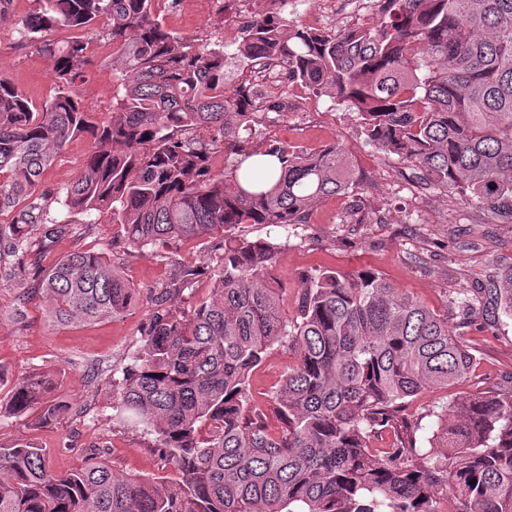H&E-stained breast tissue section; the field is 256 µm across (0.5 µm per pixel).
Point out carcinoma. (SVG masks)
Here are the masks:
<instances>
[{
  "label": "carcinoma",
  "mask_w": 512,
  "mask_h": 512,
  "mask_svg": "<svg viewBox=\"0 0 512 512\" xmlns=\"http://www.w3.org/2000/svg\"><path fill=\"white\" fill-rule=\"evenodd\" d=\"M22 45L48 58L57 84L42 106L0 77V263L38 256L71 233V216L112 211L128 245H165L241 224L308 223L330 196L361 184L345 149L252 143L275 96L243 83L224 92V45L195 44L162 25L155 0H38ZM102 23L117 94L104 117L73 89L94 64L92 42L46 33ZM241 76L272 60L317 96L348 105L368 142L394 155L418 184L456 194L491 224H512V0H386L377 20L339 30L259 17L236 48ZM93 140L80 176L58 192L44 172L67 143ZM232 158L224 177L216 154ZM65 214L51 216V205ZM210 295L172 304L197 270L182 265L151 299L141 346L112 382L117 416L153 437L178 478L116 474L100 449L65 473L46 449L0 445V512H512V386L463 392L417 445L406 399L449 389L474 368L469 339L372 270L298 276L296 317L266 283L279 244L224 239ZM17 276V301L44 303L57 323L122 316L139 301L103 253L74 249ZM464 319H512V270L491 275L479 304L451 300ZM274 344L294 350L270 410L247 409V379ZM52 379H14L0 414L48 423L67 407ZM392 444L370 446L381 433Z\"/></svg>",
  "instance_id": "carcinoma-1"
}]
</instances>
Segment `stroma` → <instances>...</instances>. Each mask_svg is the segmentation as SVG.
<instances>
[{
	"label": "stroma",
	"instance_id": "obj_1",
	"mask_svg": "<svg viewBox=\"0 0 512 512\" xmlns=\"http://www.w3.org/2000/svg\"><path fill=\"white\" fill-rule=\"evenodd\" d=\"M191 2L173 0L160 12L169 32L229 47L241 41V31L200 24L189 13ZM36 7L35 0H13L9 14L0 21V77L41 105L56 90L48 74L49 61L34 47L25 48L18 42L23 21ZM74 88L97 112L111 110L115 92L111 66L86 68ZM274 118L280 125L276 140L284 147L316 149L337 142L347 149L360 172L359 194L372 218L368 224L348 223L347 198L330 197L313 207L305 224L235 227V234L279 243L270 276L272 285L282 288L284 316L295 315L301 272L331 268L348 274L372 269L431 310L447 315L449 329L470 340L477 365L461 389L476 391L512 380V320L481 329L463 325L459 316L447 311L456 289L480 287L490 271L512 269V224L486 223L479 211L463 204L457 195L418 188L399 174L395 157L367 143L357 111L335 105L328 97L308 94L289 99L286 109ZM91 150L88 138L68 143L45 171L43 188L54 192L76 179ZM216 245L215 235L208 234L175 242L161 251L137 249L127 245L111 212H92L90 223L76 225L73 234L56 245V252L104 251L141 294L140 303L123 317L92 323H55L37 299L19 309L13 281L0 273V378L9 383L29 373L47 374L55 382L54 399L67 406L65 413L46 426L36 425L31 416L0 418V444L24 440L44 448L50 466L58 472L80 465L90 449L101 448L117 473L174 477V468L153 450L149 437L116 420L112 383L121 379L140 348L152 292L179 264L196 266L202 275L179 297L178 306L208 297L210 276L219 260ZM293 361L287 349L278 345L269 349L247 380L250 408L267 409ZM456 392L452 388L429 390L406 403V414L420 425L416 433L420 447L429 445L435 427L433 411L447 405Z\"/></svg>",
	"mask_w": 512,
	"mask_h": 512
}]
</instances>
